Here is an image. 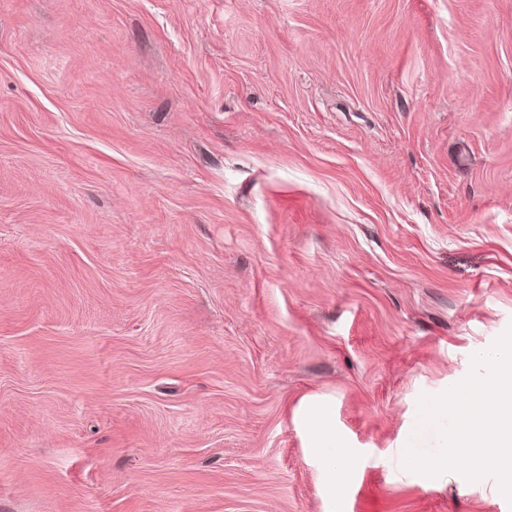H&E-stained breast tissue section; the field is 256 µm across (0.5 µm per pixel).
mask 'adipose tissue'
<instances>
[{
	"label": "adipose tissue",
	"instance_id": "1",
	"mask_svg": "<svg viewBox=\"0 0 512 512\" xmlns=\"http://www.w3.org/2000/svg\"><path fill=\"white\" fill-rule=\"evenodd\" d=\"M487 361L491 373L484 383L450 391L438 407L451 425L436 465L453 469L465 457L470 461L469 480L491 469L512 489V347L488 355ZM316 429L313 464L324 468L332 483L343 482L348 449L341 447L326 417L318 418Z\"/></svg>",
	"mask_w": 512,
	"mask_h": 512
}]
</instances>
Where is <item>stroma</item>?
<instances>
[{
    "mask_svg": "<svg viewBox=\"0 0 512 512\" xmlns=\"http://www.w3.org/2000/svg\"><path fill=\"white\" fill-rule=\"evenodd\" d=\"M511 345L512 0H0V512H502ZM488 379L448 393V401L436 413L448 415L451 426L444 437L446 447L434 467L456 469L458 461L470 460L468 479L478 480L487 469L494 470L512 490V347L487 355ZM317 439L312 464L325 469L333 485L343 482L348 476L347 462L351 458L347 448H342L331 430L326 416L321 415L316 423Z\"/></svg>",
    "mask_w": 512,
    "mask_h": 512,
    "instance_id": "1",
    "label": "stroma"
}]
</instances>
